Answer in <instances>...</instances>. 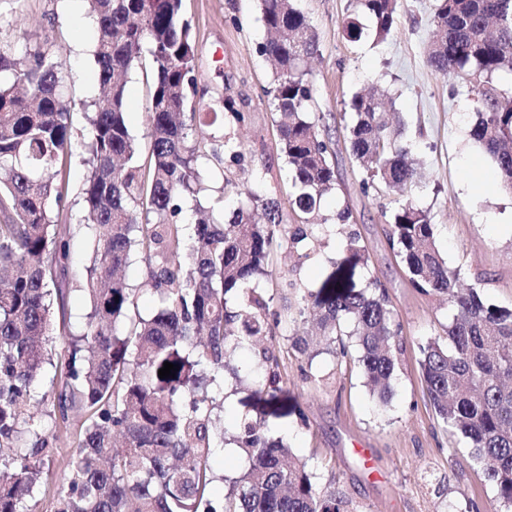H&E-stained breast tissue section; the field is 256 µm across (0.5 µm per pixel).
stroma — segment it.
I'll return each mask as SVG.
<instances>
[{
  "label": "stroma",
  "instance_id": "1",
  "mask_svg": "<svg viewBox=\"0 0 512 512\" xmlns=\"http://www.w3.org/2000/svg\"><path fill=\"white\" fill-rule=\"evenodd\" d=\"M297 4L318 36V52L306 65L315 90L311 117L328 132L336 173V190L324 199L321 213L332 221L339 211H349L346 228L359 234L388 288L402 325L403 352L392 395L383 404L370 395L356 364L326 354L310 361L292 351L290 321L301 291L319 287L343 259V236H323L306 258L274 246L273 275L263 287L280 319L275 334L285 351L287 382L279 396L285 415L270 419L268 433L283 438L322 483H335L355 512H494V488L464 439L448 432L436 415L420 367L421 345L444 336L451 308L444 298L412 286L384 234L393 210L411 199L429 210L436 243L465 283L476 286L488 303L512 306V191L500 187L495 160L469 137L479 96L467 80L427 62L436 0H400L396 26L381 42L346 38L343 29L355 15L356 0ZM183 13L196 47L197 96L203 105L192 142L206 148L227 134L240 151L238 161L204 172L199 194L184 205V218L193 219L198 205L232 218L245 185L288 204L290 171L268 95L273 65L258 51L267 38L259 0H183ZM93 32L85 0H0V44L11 46L20 59L41 47L63 60V96L76 145L89 135L87 106L99 93ZM153 77L147 62L127 76V125L144 152L150 147L145 106ZM372 86L392 98L404 122L401 141L417 163L419 178L404 195L364 188L367 172L349 150L350 100ZM238 112L244 122L235 121ZM85 169L76 148L64 205L55 213L58 224L84 220ZM360 447L369 449L371 465L357 455Z\"/></svg>",
  "mask_w": 512,
  "mask_h": 512
}]
</instances>
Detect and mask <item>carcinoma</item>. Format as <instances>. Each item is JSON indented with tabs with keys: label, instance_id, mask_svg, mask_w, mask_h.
<instances>
[{
	"label": "carcinoma",
	"instance_id": "cac0c4a2",
	"mask_svg": "<svg viewBox=\"0 0 512 512\" xmlns=\"http://www.w3.org/2000/svg\"><path fill=\"white\" fill-rule=\"evenodd\" d=\"M86 2L96 24L101 94L89 104L83 144L88 219L75 234L92 258L82 266L69 265L70 237L53 221L72 146L62 64L38 47L19 67L11 47L0 45V512H351L344 494L321 485L283 441L266 433V407L277 401L284 379L282 347L266 338L272 298L257 292V284L271 275L274 240L309 256L322 201L336 185L328 146L308 112L313 85L301 54L317 52L313 25L295 0H260L271 34L260 52L277 64L269 94L299 221L283 223L277 201L248 192V204L229 223L196 222L186 252L181 214L194 194L198 157L222 163L221 152L234 159L238 151L228 140L201 153L190 144L195 44L182 0ZM356 6L373 28L353 17L344 27L349 40L391 33L398 0H356ZM431 24L436 39L426 48L427 61L480 86L470 137L494 158L501 183L511 189L512 90L498 88L493 77L512 73V0H437ZM145 51L156 79L145 109L150 151L143 165L125 119L124 75ZM349 108V148L366 165L364 188H410L417 169L387 119L388 104L357 94ZM385 235L412 285L453 308L445 340L422 346L426 391L437 416L483 465L498 512H512V306L490 304L476 288L462 287L460 270L448 267L436 247L429 211L412 201L393 212ZM135 251L158 304L120 331L134 293L117 272ZM345 251L351 267H368L356 232L347 233ZM60 274L80 284L90 311L80 334L63 325L58 351L48 338L55 302L64 299ZM313 313L323 351L355 361L373 396L386 401L402 327L385 285L371 276L369 287L356 289L341 273L305 291L291 342L302 355ZM245 347L257 372L252 397L265 406L246 410L228 430L217 426L214 409L229 398L226 377L240 381L236 361ZM166 361L179 371L161 379ZM38 386L51 405L44 424L31 413ZM77 415L82 422L68 475L45 506L36 489L51 480L52 440L71 433ZM218 441L245 459L234 476L217 477ZM218 478L226 490L211 496Z\"/></svg>",
	"mask_w": 512,
	"mask_h": 512
}]
</instances>
